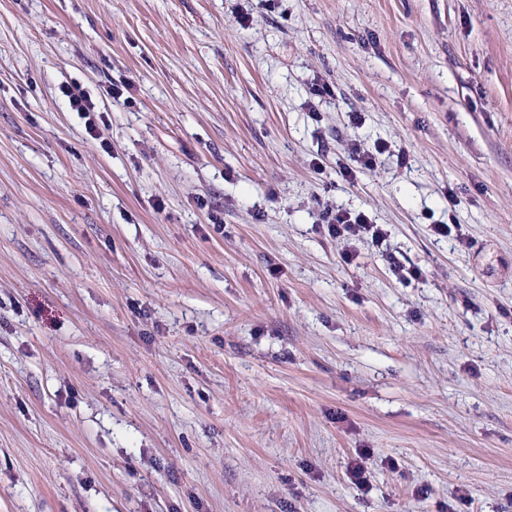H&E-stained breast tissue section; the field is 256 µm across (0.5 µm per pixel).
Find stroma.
I'll return each mask as SVG.
<instances>
[{
	"label": "stroma",
	"mask_w": 512,
	"mask_h": 512,
	"mask_svg": "<svg viewBox=\"0 0 512 512\" xmlns=\"http://www.w3.org/2000/svg\"><path fill=\"white\" fill-rule=\"evenodd\" d=\"M0 512H512V0H0ZM62 93L68 98L71 108L76 112H83L89 116L97 112V107L91 95L83 87L77 84H66L61 87ZM385 149L386 145L379 143L374 146V152L366 150L357 139H353L350 140L348 145V155L349 159L356 163L359 168L371 170L376 165V154H382ZM321 224H327L329 233L347 243L369 240L379 247L386 237L381 225L373 224L370 216L363 210L349 211L326 207L321 214Z\"/></svg>",
	"instance_id": "obj_1"
}]
</instances>
